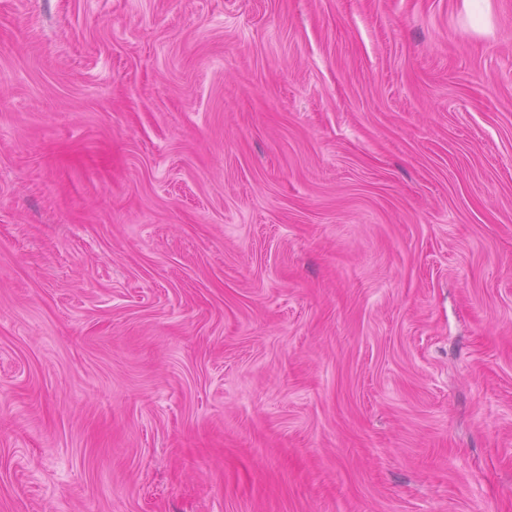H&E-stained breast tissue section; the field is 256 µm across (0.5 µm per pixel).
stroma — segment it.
I'll use <instances>...</instances> for the list:
<instances>
[{
	"label": "stroma",
	"mask_w": 512,
	"mask_h": 512,
	"mask_svg": "<svg viewBox=\"0 0 512 512\" xmlns=\"http://www.w3.org/2000/svg\"><path fill=\"white\" fill-rule=\"evenodd\" d=\"M0 0V512H512V0Z\"/></svg>",
	"instance_id": "1"
}]
</instances>
